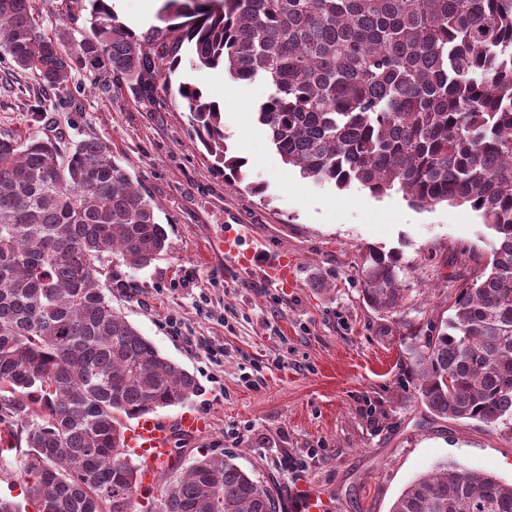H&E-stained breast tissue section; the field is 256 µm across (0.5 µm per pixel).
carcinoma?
<instances>
[{
	"mask_svg": "<svg viewBox=\"0 0 512 512\" xmlns=\"http://www.w3.org/2000/svg\"><path fill=\"white\" fill-rule=\"evenodd\" d=\"M76 38L40 29L36 0H0V51L44 91L74 67L135 100L197 66L269 85L257 121L300 177L428 209L468 206L495 241L487 273L412 347L418 398L438 418L512 428V0H164L136 33L90 0ZM194 139L236 179L221 108L177 88ZM170 248L146 192L106 141L0 134V431L37 512H137L142 467L127 422L184 404L194 376L112 305V258L148 266ZM361 291L389 314L408 299L394 254L371 251ZM25 447H20V444ZM235 456H174L146 512H279V493ZM389 512H512V483L446 462Z\"/></svg>",
	"mask_w": 512,
	"mask_h": 512,
	"instance_id": "obj_1",
	"label": "carcinoma"
}]
</instances>
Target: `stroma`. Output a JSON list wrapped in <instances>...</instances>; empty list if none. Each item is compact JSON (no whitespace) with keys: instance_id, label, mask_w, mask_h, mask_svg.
I'll return each mask as SVG.
<instances>
[{"instance_id":"1","label":"stroma","mask_w":512,"mask_h":512,"mask_svg":"<svg viewBox=\"0 0 512 512\" xmlns=\"http://www.w3.org/2000/svg\"><path fill=\"white\" fill-rule=\"evenodd\" d=\"M47 34L87 31L89 0H40ZM180 79L225 93V143L249 154L244 179L223 175L189 134L179 96L154 103L99 91L96 75L73 69L70 101L44 96L36 79L0 81V133L48 130L67 140L97 137L150 193L170 242L167 254L134 268L113 260L101 278L112 303L163 356L193 374L198 393L157 410L171 423L202 415V433H174L186 459L238 453L239 465L278 487L282 507L298 488L317 491L327 512H389L418 475L440 463L512 482V430L432 416L414 392L409 346L449 314L458 288L482 274L493 235L467 207H411L402 194L372 196L301 178L284 165L256 122L267 84L225 85L221 71L182 63ZM264 184L265 196L247 191ZM260 254L250 267L226 253L221 235ZM395 252L409 289L391 315L365 302L359 268L370 250ZM288 256V286L262 265ZM224 352L221 363L207 349ZM262 387H254L255 376ZM245 432L235 440L231 429Z\"/></svg>"}]
</instances>
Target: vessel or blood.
I'll return each mask as SVG.
<instances>
[{
  "label": "vessel or blood",
  "instance_id": "1",
  "mask_svg": "<svg viewBox=\"0 0 512 512\" xmlns=\"http://www.w3.org/2000/svg\"><path fill=\"white\" fill-rule=\"evenodd\" d=\"M126 441L141 459L144 487H156L172 455L168 429L155 418L143 417L129 428Z\"/></svg>",
  "mask_w": 512,
  "mask_h": 512
}]
</instances>
